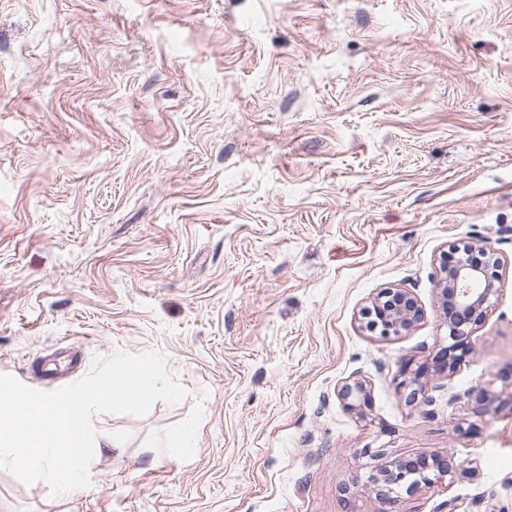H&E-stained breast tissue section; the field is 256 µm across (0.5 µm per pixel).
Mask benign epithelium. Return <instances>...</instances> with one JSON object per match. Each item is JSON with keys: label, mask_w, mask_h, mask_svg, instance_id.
I'll return each mask as SVG.
<instances>
[{"label": "benign epithelium", "mask_w": 512, "mask_h": 512, "mask_svg": "<svg viewBox=\"0 0 512 512\" xmlns=\"http://www.w3.org/2000/svg\"><path fill=\"white\" fill-rule=\"evenodd\" d=\"M454 258L443 254L436 282L438 303L442 310V326L448 330L451 344L444 347L433 362L412 366L403 364L397 391L408 402L425 393L427 381L433 376H451L464 359L473 352L472 335L484 321L491 296L498 291L499 260L476 243L451 247ZM423 318V308L407 288H381L360 310L362 327L384 339L397 338L414 328ZM337 396L346 409L364 411L371 406L365 384L359 380L344 382ZM452 472L444 456L437 455L418 464L395 462L379 471L373 482L379 485L377 496L384 505L394 502L392 493L403 485L412 492L421 486L439 483Z\"/></svg>", "instance_id": "obj_1"}]
</instances>
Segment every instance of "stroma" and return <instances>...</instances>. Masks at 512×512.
Listing matches in <instances>:
<instances>
[{
	"label": "stroma",
	"mask_w": 512,
	"mask_h": 512,
	"mask_svg": "<svg viewBox=\"0 0 512 512\" xmlns=\"http://www.w3.org/2000/svg\"><path fill=\"white\" fill-rule=\"evenodd\" d=\"M468 243L499 291L408 404ZM385 287L424 309L392 340L358 320ZM119 349L187 398L96 416L129 438L72 500L0 469V512H380L379 468L436 454L397 512H512V409L477 399L512 398V0H0V373L54 391ZM337 396L343 402L346 409L363 412L371 406L370 395L366 390L365 384L359 380L352 383L345 381L337 388Z\"/></svg>",
	"instance_id": "obj_1"
}]
</instances>
